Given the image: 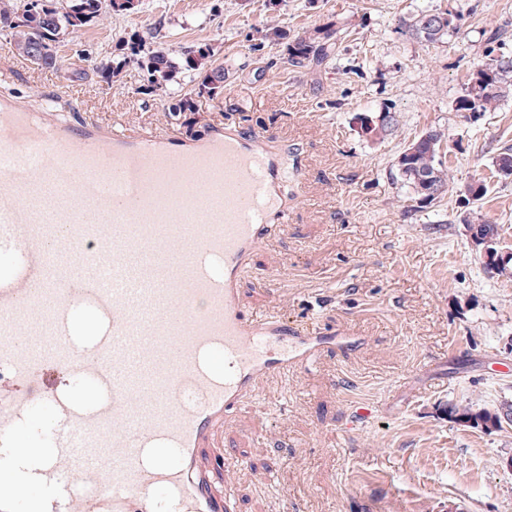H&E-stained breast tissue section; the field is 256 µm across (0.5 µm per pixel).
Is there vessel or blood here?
I'll return each instance as SVG.
<instances>
[{
  "label": "vessel or blood",
  "mask_w": 512,
  "mask_h": 512,
  "mask_svg": "<svg viewBox=\"0 0 512 512\" xmlns=\"http://www.w3.org/2000/svg\"><path fill=\"white\" fill-rule=\"evenodd\" d=\"M297 152L228 129L137 137L0 98V512H233L200 462L263 382L327 343L282 310L245 315L241 274Z\"/></svg>",
  "instance_id": "1"
}]
</instances>
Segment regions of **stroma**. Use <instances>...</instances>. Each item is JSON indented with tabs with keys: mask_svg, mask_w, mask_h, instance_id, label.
Segmentation results:
<instances>
[{
	"mask_svg": "<svg viewBox=\"0 0 512 512\" xmlns=\"http://www.w3.org/2000/svg\"><path fill=\"white\" fill-rule=\"evenodd\" d=\"M448 8L460 20L445 43L406 33L411 14ZM345 18L356 30L322 64L290 65L285 45L261 43L271 23L292 37ZM132 35L173 52L210 44L231 72L223 94H199L187 77L155 91L133 65L122 82L99 81L92 64ZM57 51L59 67L41 68L0 35V96L32 109L50 100L130 134L200 139L232 126L301 155L285 189L290 219L252 256L240 307L267 309L276 287L291 320H317L354 345L325 348L312 367L248 395L205 450L203 463L235 469L237 512H512V425L485 432L447 413L512 403V279L487 269L463 233L488 221L512 248V178L492 175L512 147V95L493 112L456 109L479 66L512 55V0H142ZM180 94L197 109L170 117ZM385 111L393 132L362 135L356 116ZM430 128L454 179L421 206L396 161ZM480 178L488 192L469 203L465 188Z\"/></svg>",
	"mask_w": 512,
	"mask_h": 512,
	"instance_id": "35a3bbf8",
	"label": "stroma"
}]
</instances>
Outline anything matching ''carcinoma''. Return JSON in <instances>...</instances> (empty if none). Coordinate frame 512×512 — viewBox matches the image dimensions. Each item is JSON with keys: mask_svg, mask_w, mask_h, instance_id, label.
Returning a JSON list of instances; mask_svg holds the SVG:
<instances>
[{"mask_svg": "<svg viewBox=\"0 0 512 512\" xmlns=\"http://www.w3.org/2000/svg\"><path fill=\"white\" fill-rule=\"evenodd\" d=\"M113 0H0V31L9 35V45L17 55L41 67H54L58 58L50 52L36 54L31 46L38 40L58 42L71 32L89 24L100 15L113 12ZM334 30L316 27L288 39L279 26H269L264 31L268 43L287 41L288 61L294 66L311 62L322 63L331 58L334 49L340 47L346 36V28L332 23ZM406 32L415 39L429 44L443 43L448 33L457 30V20L439 28L422 25V13L411 15L404 22ZM214 49L195 46L175 56L163 47L145 48L143 43L131 47V55L120 60L105 61L95 66L94 73L108 83L120 81L124 68L136 64L146 75L149 86L157 91H166L183 74L198 79L199 92L216 98L224 92V82L229 72L224 65L213 60ZM497 64L485 79H479L482 70H477L465 94L457 102L462 112H491L497 109L503 98L512 92V57L502 55L494 60ZM417 146L407 156L405 166L398 167L400 177L416 198L423 194L419 188L423 182L442 192L448 189L451 180L450 168L440 159L442 133L427 130L414 139ZM494 171L498 178H512V147L504 149L494 160Z\"/></svg>", "mask_w": 512, "mask_h": 512, "instance_id": "carcinoma-1", "label": "carcinoma"}]
</instances>
